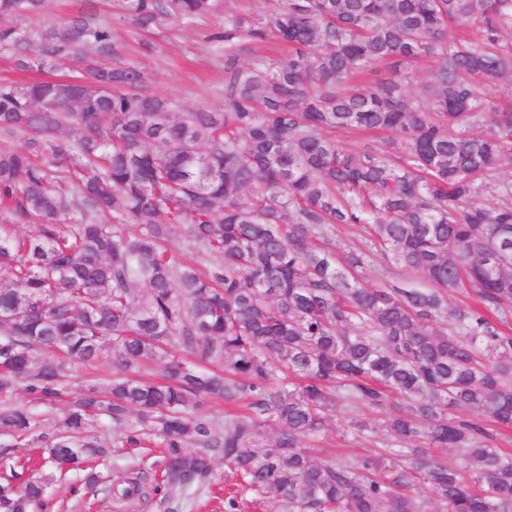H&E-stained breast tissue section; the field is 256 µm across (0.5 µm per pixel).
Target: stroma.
<instances>
[{"instance_id":"stroma-1","label":"stroma","mask_w":512,"mask_h":512,"mask_svg":"<svg viewBox=\"0 0 512 512\" xmlns=\"http://www.w3.org/2000/svg\"><path fill=\"white\" fill-rule=\"evenodd\" d=\"M108 2L99 0V14L111 20L113 34L122 47L125 61L144 72L148 92L182 104L222 107L224 55L206 40L208 34L218 29L220 18L214 17L190 28L182 21L167 18L145 33L129 19L112 15ZM113 371L112 351L107 348L95 364L74 366L60 397L52 404L34 400L23 390L14 401L36 414L43 430L48 431L52 429L56 415L78 393L91 386L106 384ZM351 418L349 409L337 408L321 437L308 444L314 459L372 454L373 445L357 442L350 429ZM145 454L142 448H110L101 468L104 479L92 488L85 485L80 473L53 478L49 482L43 512H224L226 476L221 471L216 473L209 492L203 494L176 491L168 495H152L130 506L113 501L112 483L138 468Z\"/></svg>"}]
</instances>
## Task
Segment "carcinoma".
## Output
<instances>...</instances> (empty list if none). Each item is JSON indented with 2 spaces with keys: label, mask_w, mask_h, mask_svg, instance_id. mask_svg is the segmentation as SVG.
Segmentation results:
<instances>
[{
  "label": "carcinoma",
  "mask_w": 512,
  "mask_h": 512,
  "mask_svg": "<svg viewBox=\"0 0 512 512\" xmlns=\"http://www.w3.org/2000/svg\"><path fill=\"white\" fill-rule=\"evenodd\" d=\"M47 0H0V19L39 15ZM142 30L174 16L223 17L224 108L143 91L112 23L93 4L26 33L0 27L21 69L76 66L84 79L0 83V213L37 224L0 230V429L35 433L10 403L21 387L56 400L74 364L112 346L121 370L75 399L37 435L58 471L108 454L85 434L104 412L114 444L156 443L154 491L235 476L226 512L251 496L278 512H512V454L489 425L512 427V249L487 264L512 227V105L488 84L512 78V0H121ZM282 57L238 63L247 43ZM420 103L405 71L421 62ZM391 77L352 84L373 65ZM77 134L61 136L67 127ZM338 130L392 131L397 142L336 140ZM25 145H4L17 134ZM183 227L198 261L165 247ZM342 225L367 251L338 250ZM418 274L424 288L364 284L370 259ZM469 291L479 307L448 306ZM210 364L224 367L219 374ZM241 402L224 422L200 407ZM343 405L381 413L356 436L386 450L316 461L317 438ZM432 448H453L455 461ZM112 484L146 496L142 475ZM47 482L12 470L0 512L42 505Z\"/></svg>",
  "instance_id": "obj_1"
}]
</instances>
